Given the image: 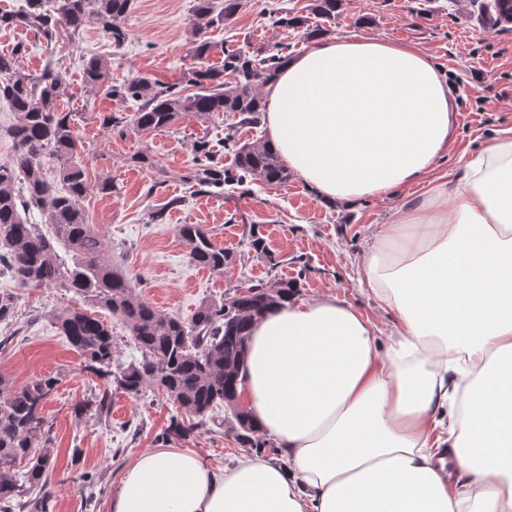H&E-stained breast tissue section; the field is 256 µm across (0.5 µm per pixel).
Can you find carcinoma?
<instances>
[{
	"label": "carcinoma",
	"mask_w": 512,
	"mask_h": 512,
	"mask_svg": "<svg viewBox=\"0 0 512 512\" xmlns=\"http://www.w3.org/2000/svg\"><path fill=\"white\" fill-rule=\"evenodd\" d=\"M132 0H25L24 8L0 13V27L21 25L35 31L46 42L58 41L61 33L75 38L89 21L94 22L119 48L126 39L116 20L131 8ZM241 6V0H195L189 39L190 54L203 60L212 51L206 29L222 24ZM341 0H312V14L331 18ZM287 47L257 58L236 49L224 54L220 67H199L185 75L195 93L185 95L177 85L158 86L144 77L121 84L109 82L106 59L90 58L83 71L85 86L105 89L109 96L132 98L140 107L130 117L113 113L103 118L106 128L129 126L153 132L170 126L182 113L211 116L235 112L240 123H260L264 102L261 88L274 81L288 60ZM21 49L0 53V100L14 112L10 127L15 155L0 163V266L21 288H57L79 297L83 304L104 309L119 317L130 340L141 352V360L127 366H112L115 341L112 326L86 312L72 308L58 317V325L79 352L86 368L110 379L122 392L139 397L148 389L161 391L172 399L181 413L161 438L185 435L213 420L212 413L224 407V422L245 447L261 454L267 440L261 438L248 415L236 405L237 365L250 324L266 311L280 305L295 292L286 281L251 285L235 303L222 301L200 306L189 318L169 316L155 308L136 291L123 274L105 259V244L95 233L83 200L89 189L110 195L112 180L95 182L82 156L76 133L75 112L61 108L62 79L48 69L27 74L20 68ZM235 171L226 172L213 160L210 141L201 137L194 143L196 168L186 180L202 188H219L226 182L247 178L281 184L288 170L273 149L263 144L232 142ZM56 163L57 177L49 175ZM37 210L51 232L29 223L26 213ZM180 236L190 247L191 259L213 271L224 269L227 256L212 243L199 224H182ZM16 302L11 294H0V324L14 317ZM59 378L34 377L21 388L0 378V508L3 512H48L45 492L51 466L52 423L43 409L54 395ZM108 393L75 406V412L91 410L108 413ZM40 448L42 452L34 453ZM26 463V471L14 469Z\"/></svg>",
	"instance_id": "1"
}]
</instances>
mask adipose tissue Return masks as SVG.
<instances>
[{
    "label": "adipose tissue",
    "mask_w": 512,
    "mask_h": 512,
    "mask_svg": "<svg viewBox=\"0 0 512 512\" xmlns=\"http://www.w3.org/2000/svg\"><path fill=\"white\" fill-rule=\"evenodd\" d=\"M263 97L267 145L322 200L427 182L362 256L389 342L336 294L289 298L252 324L237 378L278 457L145 448L109 512H512V128L455 184L428 181L454 98L378 37L319 40Z\"/></svg>",
    "instance_id": "obj_1"
}]
</instances>
